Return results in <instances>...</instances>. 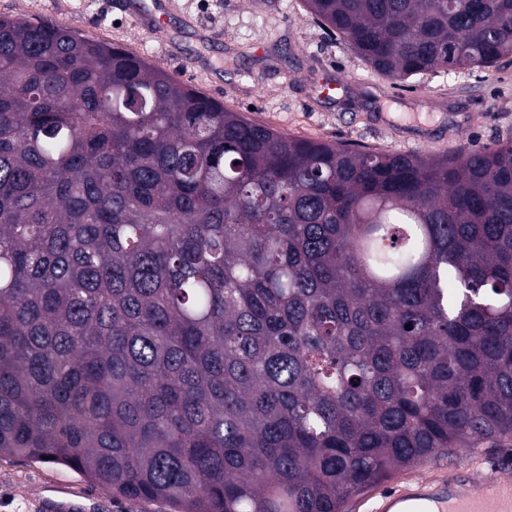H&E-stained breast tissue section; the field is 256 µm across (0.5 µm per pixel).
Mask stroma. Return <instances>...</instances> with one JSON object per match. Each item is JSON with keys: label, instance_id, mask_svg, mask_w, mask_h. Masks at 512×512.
<instances>
[{"label": "stroma", "instance_id": "stroma-1", "mask_svg": "<svg viewBox=\"0 0 512 512\" xmlns=\"http://www.w3.org/2000/svg\"><path fill=\"white\" fill-rule=\"evenodd\" d=\"M125 2L0 0V15L49 20L122 46L225 109L291 137L426 156L512 140V63L398 82L330 35L303 0H170L166 42L138 27ZM187 15L194 28L182 27ZM327 83L336 90L325 95ZM463 461L477 479L489 480L512 472V447L458 449L350 498L344 510L373 512L387 491L448 474ZM52 486L75 491L92 512H170L163 502L112 497L60 465L0 456V512H44Z\"/></svg>", "mask_w": 512, "mask_h": 512}]
</instances>
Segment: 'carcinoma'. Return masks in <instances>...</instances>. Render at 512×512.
Masks as SVG:
<instances>
[{
  "mask_svg": "<svg viewBox=\"0 0 512 512\" xmlns=\"http://www.w3.org/2000/svg\"><path fill=\"white\" fill-rule=\"evenodd\" d=\"M381 75L512 60V0H304ZM512 440V142L286 137L0 16V455L175 512H343Z\"/></svg>",
  "mask_w": 512,
  "mask_h": 512,
  "instance_id": "1",
  "label": "carcinoma"
}]
</instances>
